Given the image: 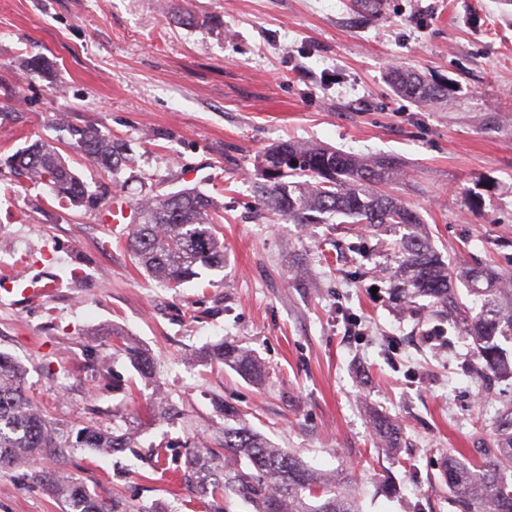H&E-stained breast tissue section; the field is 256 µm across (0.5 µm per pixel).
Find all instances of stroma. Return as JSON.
<instances>
[{
    "instance_id": "obj_1",
    "label": "stroma",
    "mask_w": 512,
    "mask_h": 512,
    "mask_svg": "<svg viewBox=\"0 0 512 512\" xmlns=\"http://www.w3.org/2000/svg\"><path fill=\"white\" fill-rule=\"evenodd\" d=\"M36 56L50 71L24 68ZM393 66L453 89L403 97ZM85 127L127 143L121 170L70 148ZM39 138L125 219L59 205L3 167ZM283 141L395 159L390 191L444 258L512 273V0H0V276L53 286L37 300L0 288V352L62 426L144 421L136 448L64 454L63 472L103 498L208 512L171 465L233 406L275 446L354 477L363 512H460L442 467L483 459L512 380L478 376L471 340L394 300L392 234L262 210L259 161ZM184 187L217 205L224 270L172 289L126 239L138 199ZM115 330L153 356V381L113 348ZM227 339L264 363L262 383L205 355ZM160 392L177 423L150 424ZM376 414L400 425L396 451L378 447ZM0 512L61 505L0 470Z\"/></svg>"
}]
</instances>
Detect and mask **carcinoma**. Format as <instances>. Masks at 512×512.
<instances>
[{
    "mask_svg": "<svg viewBox=\"0 0 512 512\" xmlns=\"http://www.w3.org/2000/svg\"><path fill=\"white\" fill-rule=\"evenodd\" d=\"M390 84L399 94L418 100L448 96L450 87L395 66ZM73 145L90 161L113 172L127 158L126 143L94 127L69 130ZM8 168L47 186L59 204L94 205L85 182L56 147L35 142L5 160ZM259 186L262 207L294 224H323L336 216L363 224L370 231H394V248L402 260L393 274L394 295L408 301L430 299L433 315L458 334L473 340L480 372L512 378V357L502 343L512 344V274L491 264L460 271L444 261L431 245L419 213L381 190L402 175L390 158L364 160L323 146L281 143L262 155ZM138 222L127 247L138 265L169 288L224 270V242L210 196L193 188L151 194L135 204ZM481 301L477 314L460 302L455 286ZM118 349L144 377L153 374L150 353L126 343L112 332ZM210 355L252 381L263 377L262 363L233 342L211 346ZM26 371L12 356L0 353V469L26 467L33 477L64 504L63 512H156L103 500L51 467L64 448L136 447L132 426L103 431L96 427L65 430L38 412L25 391ZM179 413L164 397L153 407V419L167 425ZM224 432L210 446L202 441L191 455L184 479L199 495L215 503L212 512H231L236 501L252 512H362L352 479L322 473L299 456L273 445L236 410H224ZM373 428L387 446L397 443L400 426L387 417L374 419ZM495 451L475 465L447 460L442 481L459 499L462 512H512V403L497 411Z\"/></svg>",
    "mask_w": 512,
    "mask_h": 512,
    "instance_id": "cac0c4a2",
    "label": "carcinoma"
}]
</instances>
